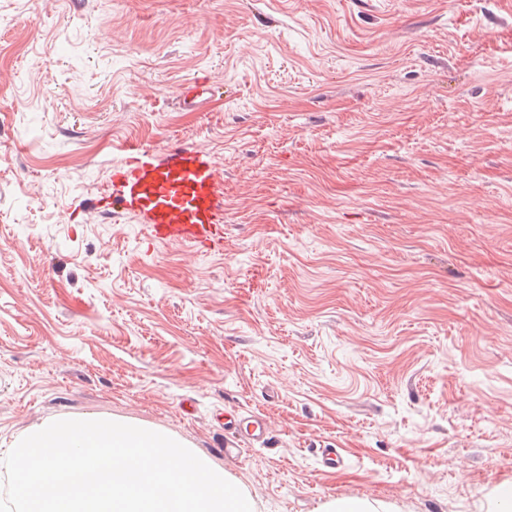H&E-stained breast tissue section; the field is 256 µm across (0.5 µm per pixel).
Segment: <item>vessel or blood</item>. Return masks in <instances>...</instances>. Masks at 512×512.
<instances>
[{
    "label": "vessel or blood",
    "mask_w": 512,
    "mask_h": 512,
    "mask_svg": "<svg viewBox=\"0 0 512 512\" xmlns=\"http://www.w3.org/2000/svg\"><path fill=\"white\" fill-rule=\"evenodd\" d=\"M94 209L130 215L157 243L215 252L224 245V207L213 156L171 146L153 153L128 147L93 200Z\"/></svg>",
    "instance_id": "vessel-or-blood-1"
}]
</instances>
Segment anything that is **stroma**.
Segmentation results:
<instances>
[{"label":"stroma","instance_id":"35a3bbf8","mask_svg":"<svg viewBox=\"0 0 512 512\" xmlns=\"http://www.w3.org/2000/svg\"><path fill=\"white\" fill-rule=\"evenodd\" d=\"M177 142L215 157L222 251L88 207L125 147ZM67 416L174 436L258 512H484L512 482V0H0V448ZM392 506L378 500L335 499L322 505L321 512H392Z\"/></svg>","mask_w":512,"mask_h":512}]
</instances>
